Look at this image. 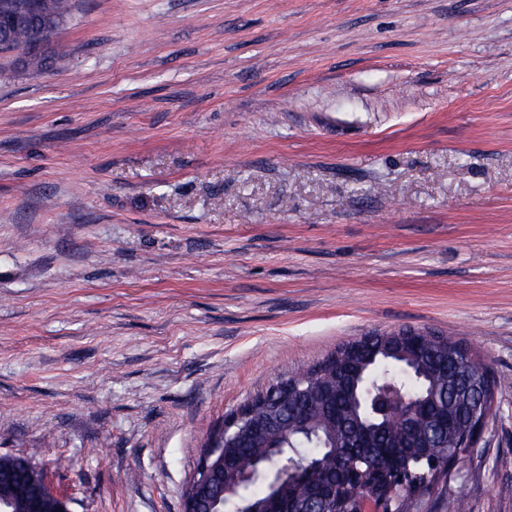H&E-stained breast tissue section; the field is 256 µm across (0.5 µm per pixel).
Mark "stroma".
<instances>
[{
  "mask_svg": "<svg viewBox=\"0 0 512 512\" xmlns=\"http://www.w3.org/2000/svg\"><path fill=\"white\" fill-rule=\"evenodd\" d=\"M0 80V456L183 512L210 433L377 330L500 379L407 512H512V0H73Z\"/></svg>",
  "mask_w": 512,
  "mask_h": 512,
  "instance_id": "stroma-1",
  "label": "stroma"
}]
</instances>
